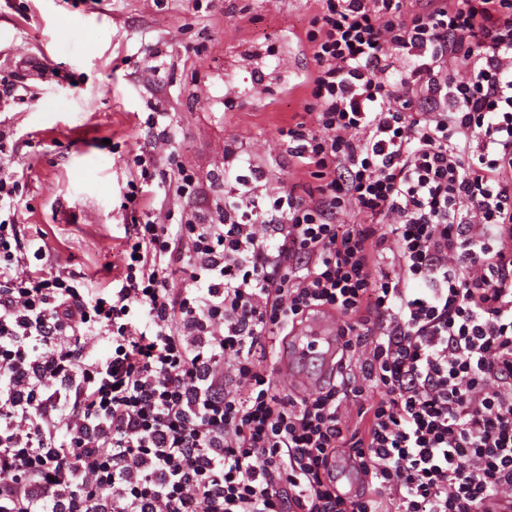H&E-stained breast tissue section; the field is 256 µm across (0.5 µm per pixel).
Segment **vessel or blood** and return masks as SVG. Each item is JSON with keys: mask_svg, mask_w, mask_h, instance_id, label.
Here are the masks:
<instances>
[{"mask_svg": "<svg viewBox=\"0 0 512 512\" xmlns=\"http://www.w3.org/2000/svg\"><path fill=\"white\" fill-rule=\"evenodd\" d=\"M344 340L336 326V315L323 311L309 316L297 325L292 336L282 346L276 371L290 377L298 394L306 395L319 390L336 374L337 355L343 349ZM318 361L317 374L304 373L309 361Z\"/></svg>", "mask_w": 512, "mask_h": 512, "instance_id": "b4317fda", "label": "vessel or blood"}]
</instances>
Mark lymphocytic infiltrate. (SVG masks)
<instances>
[{
  "mask_svg": "<svg viewBox=\"0 0 512 512\" xmlns=\"http://www.w3.org/2000/svg\"><path fill=\"white\" fill-rule=\"evenodd\" d=\"M315 2L313 120L279 130L317 181L305 194L257 178L217 219L126 225L97 288L47 270L44 234L14 220L21 177L0 170V512H486L512 496V0ZM146 124L170 142L158 113ZM153 147L128 204H155ZM322 310L360 364L281 392L265 363ZM89 336L111 355L90 357ZM340 455L357 497L330 474Z\"/></svg>",
  "mask_w": 512,
  "mask_h": 512,
  "instance_id": "obj_1",
  "label": "lymphocytic infiltrate"
}]
</instances>
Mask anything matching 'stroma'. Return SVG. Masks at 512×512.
<instances>
[{
    "label": "stroma",
    "mask_w": 512,
    "mask_h": 512,
    "mask_svg": "<svg viewBox=\"0 0 512 512\" xmlns=\"http://www.w3.org/2000/svg\"><path fill=\"white\" fill-rule=\"evenodd\" d=\"M315 11L314 0H0V77L29 93L0 101L24 173L23 234L44 232L53 266L111 281L125 225L146 219L124 195L152 112L174 132L161 154L209 187L175 209L210 212L234 186L228 145L273 189L311 184L278 130L304 115L297 80L314 62L298 38ZM230 85L248 99L225 100Z\"/></svg>",
    "instance_id": "obj_1"
}]
</instances>
